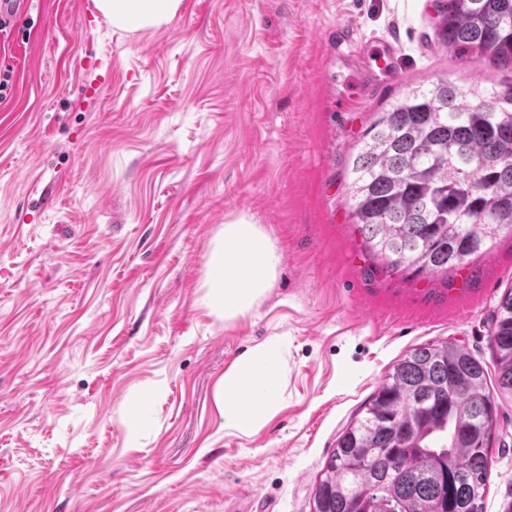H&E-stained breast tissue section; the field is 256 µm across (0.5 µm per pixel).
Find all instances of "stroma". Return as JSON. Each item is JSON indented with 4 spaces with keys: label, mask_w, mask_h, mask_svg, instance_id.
Instances as JSON below:
<instances>
[{
    "label": "stroma",
    "mask_w": 512,
    "mask_h": 512,
    "mask_svg": "<svg viewBox=\"0 0 512 512\" xmlns=\"http://www.w3.org/2000/svg\"><path fill=\"white\" fill-rule=\"evenodd\" d=\"M437 21L434 0H181L134 33L86 26L84 0L14 9L0 512H312L337 437L406 352L448 340L492 368L512 235L423 278L389 271L351 217V156L378 112L441 77L512 88L439 47ZM241 216L282 260L256 315L227 322L203 303L205 263ZM273 335L280 408L225 433L215 385ZM496 400L484 512H512V395Z\"/></svg>",
    "instance_id": "35a3bbf8"
}]
</instances>
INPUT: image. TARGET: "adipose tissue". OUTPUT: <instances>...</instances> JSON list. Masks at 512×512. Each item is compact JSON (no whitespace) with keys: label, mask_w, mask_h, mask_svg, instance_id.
Listing matches in <instances>:
<instances>
[{"label":"adipose tissue","mask_w":512,"mask_h":512,"mask_svg":"<svg viewBox=\"0 0 512 512\" xmlns=\"http://www.w3.org/2000/svg\"><path fill=\"white\" fill-rule=\"evenodd\" d=\"M95 2L115 29L134 32L170 22L181 0ZM280 260L275 241L260 225L244 217L225 224L206 263V307L228 321L254 316L274 285ZM287 345V337L271 336L225 370L214 390L225 430L256 434L277 412L282 398L281 357Z\"/></svg>","instance_id":"ef3b65f1"}]
</instances>
